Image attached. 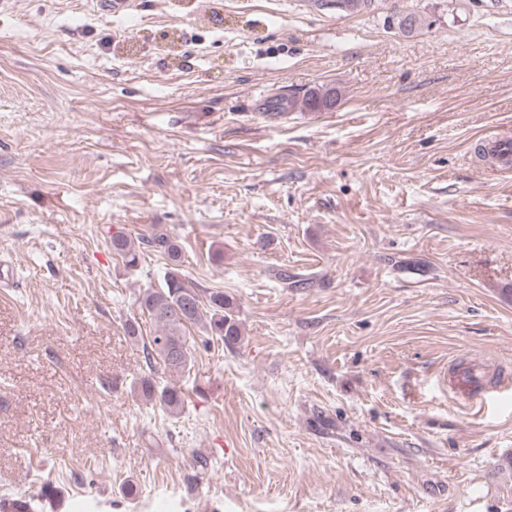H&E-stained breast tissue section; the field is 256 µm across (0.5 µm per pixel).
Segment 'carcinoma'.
Wrapping results in <instances>:
<instances>
[{"mask_svg":"<svg viewBox=\"0 0 512 512\" xmlns=\"http://www.w3.org/2000/svg\"><path fill=\"white\" fill-rule=\"evenodd\" d=\"M141 241L166 256L171 263L163 286L147 289L138 297L139 308L158 326V334L144 346L148 361L152 363L157 359L165 368L176 372L189 367L193 363L194 343L184 335L188 326L198 327L203 335L226 346L238 344L242 331L234 298L222 291H202L186 282L178 269V245L166 230L156 229ZM111 246L126 266H138L140 247L127 235L122 232L113 234ZM138 389L146 401L170 413L179 411L185 402L181 390L160 387L149 376L139 379Z\"/></svg>","mask_w":512,"mask_h":512,"instance_id":"obj_1","label":"carcinoma"}]
</instances>
